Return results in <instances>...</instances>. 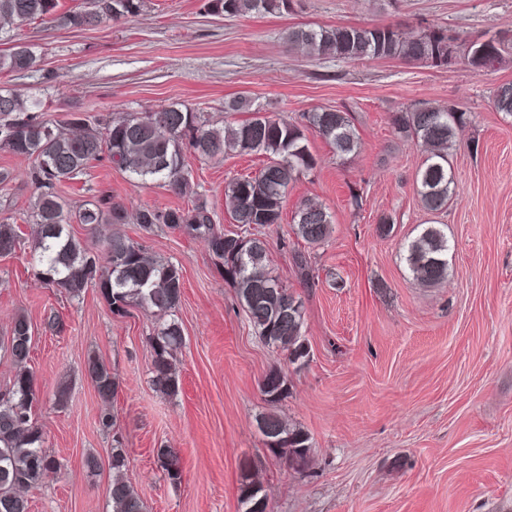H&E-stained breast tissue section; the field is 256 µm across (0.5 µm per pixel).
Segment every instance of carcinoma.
Masks as SVG:
<instances>
[{"mask_svg": "<svg viewBox=\"0 0 512 512\" xmlns=\"http://www.w3.org/2000/svg\"><path fill=\"white\" fill-rule=\"evenodd\" d=\"M146 0H87L79 11L57 13V0H0V20L8 28H19L35 20L71 29H85L104 21H117L139 14ZM290 0H207V10L224 17L272 14L288 10ZM288 42L302 46L313 57L338 60L394 58L405 61L448 64V38L439 29L412 35L384 26H336L298 28ZM512 41L504 36H481L460 46L459 58L475 68L498 64ZM37 66L32 48L17 41L11 51L0 55V71L24 72ZM497 111L512 115V83L498 86L494 93ZM0 150L24 158L31 164L29 175L37 186L30 222L34 224L33 251L36 275L46 285L69 299L95 288L113 313L140 308L154 317L148 337L152 349V382L167 396L178 393L176 351L184 343L183 330L172 319L182 296L183 275L179 266L153 259L145 247L119 231L101 234L99 245L88 246L69 230L70 219L99 228L127 222L126 209L110 200L88 203L76 214L57 193L63 183H78L94 161L138 180L160 181L189 207H140L134 220L150 234L157 228L194 232L207 242L215 264L223 267L224 281L235 290L237 300L260 339L283 352L291 364L304 363L310 349L304 331L303 303L272 275L269 268L265 230L282 218L288 187L305 170L316 165L307 144L312 130L329 143L336 156L357 152L360 139L347 112L329 108L305 111L297 118H272L265 108L248 97L228 102L227 112H251L253 117L221 127L185 105L161 111L126 112L96 119L81 112L66 115V127L42 120L40 102L0 92ZM399 132L427 150L416 175L417 193L424 209L440 213L456 195L449 157L458 132L465 126V113L452 107L411 105L396 113ZM199 159H222L237 154H263L269 162L253 177L233 179L224 188V204L240 232H224L214 224L211 210L195 198L187 154ZM293 234L307 247L324 244L330 236L331 216L322 206L302 201L294 213ZM257 236L238 243L239 233ZM23 241L20 225L0 221V255L10 254ZM448 235L437 224L427 225L406 248L405 261L414 278L436 285L448 276ZM0 351L19 372L0 393V512H29V500L21 493L33 487L58 462L43 446L41 429L32 419L40 401V389L28 367L32 351V323L16 318L8 333L0 336ZM86 373L99 397L110 400L119 382L99 359L87 360ZM266 401L274 406L289 393L287 375L281 370L266 374L261 384ZM271 453L283 455L294 470L308 467L313 454L309 435L289 425L270 411L259 420ZM157 460L168 478L180 479L179 461L170 448L157 450ZM127 455L122 442L114 440L111 456L112 481L108 498L112 512H145V506L126 477ZM245 512H269L261 482L253 479L241 487Z\"/></svg>", "mask_w": 512, "mask_h": 512, "instance_id": "carcinoma-1", "label": "carcinoma"}]
</instances>
